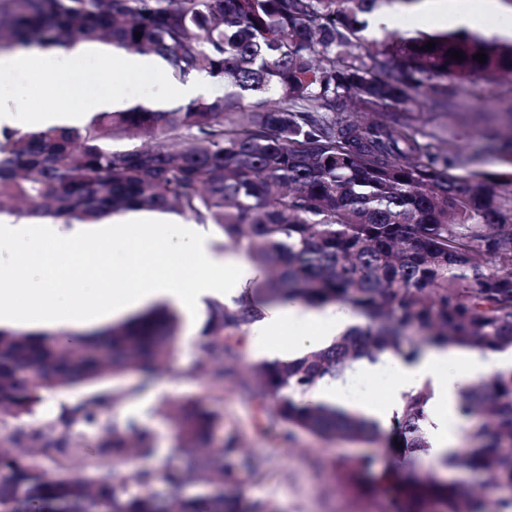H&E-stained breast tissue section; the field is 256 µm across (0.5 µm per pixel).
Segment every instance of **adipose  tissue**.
I'll use <instances>...</instances> for the list:
<instances>
[{
	"instance_id": "obj_1",
	"label": "adipose tissue",
	"mask_w": 512,
	"mask_h": 512,
	"mask_svg": "<svg viewBox=\"0 0 512 512\" xmlns=\"http://www.w3.org/2000/svg\"><path fill=\"white\" fill-rule=\"evenodd\" d=\"M422 8L444 28L478 29L483 14L498 10V0H483L474 13L457 0H424ZM99 58L104 70L128 77L154 80L158 91L141 96L130 91L82 95L79 74L85 54L81 49L17 50L0 55V130L20 126L48 128L78 125L88 114L111 112L147 103L161 107L171 98L196 97L201 79H193L167 93L165 63L156 57L120 50H105ZM52 72L60 88L81 95L79 108L26 111L19 108L8 86L17 73L39 80ZM68 249L74 264L70 285L58 287L55 269L61 249ZM191 260L195 277L185 280L172 270L176 257ZM119 269L120 278H102L106 265ZM15 271L12 284L0 285V329L41 332L49 330L82 340L104 322L158 301L173 305L201 304L220 297L232 303L238 285L250 274L242 257H219L208 237L194 224H161L130 216L115 224L88 229L83 224L25 218L0 222V270ZM361 319L337 307L311 308L299 304L273 305L252 327L259 351L278 359H296L314 349L330 346L336 337L360 325ZM512 368V350L484 353L462 347H425L413 361L392 363V385L379 402L354 397L346 379L324 382L313 392L316 401L343 414H355L380 425L399 408L405 394L431 386L424 423L432 456L452 450L460 440L463 420L457 411L461 390L472 380L493 370Z\"/></svg>"
}]
</instances>
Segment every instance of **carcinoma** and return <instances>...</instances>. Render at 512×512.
Segmentation results:
<instances>
[{
  "mask_svg": "<svg viewBox=\"0 0 512 512\" xmlns=\"http://www.w3.org/2000/svg\"><path fill=\"white\" fill-rule=\"evenodd\" d=\"M419 0H0V47L102 43L159 56L172 77L205 76L224 94L163 109L135 105L83 125L0 132V211L99 224L128 211L176 213L213 224L261 271L254 301L211 307L199 348L215 361L241 356L245 327L262 304L347 306L366 325L297 360L264 362L246 387L269 421L320 438L387 441L391 512H512V370L460 393L461 446L417 476L400 460L425 456L427 387L404 397L386 432L358 415L308 399L361 359L414 360L423 345L512 350V168L472 170L461 149L443 154L418 115L448 106L472 80H512V40L464 29L368 40L365 17ZM140 38H135V33ZM434 40L435 48L423 46ZM463 53V60L451 52ZM483 52L481 63L473 56ZM373 112V121L346 113ZM180 320L156 304L74 346L50 333L0 329V422L30 415L47 393L164 362ZM100 395L45 429L0 446V512H263L227 497L235 438L209 448L220 416L194 401L174 415L182 458L158 473L114 472L125 453L155 455L153 432L107 414ZM93 433L86 448L76 428ZM84 461L85 475L48 474L45 461ZM376 459L346 479L361 486ZM486 476L480 491L441 481L438 470ZM217 485L191 498L185 481Z\"/></svg>",
  "mask_w": 512,
  "mask_h": 512,
  "instance_id": "carcinoma-1",
  "label": "carcinoma"
}]
</instances>
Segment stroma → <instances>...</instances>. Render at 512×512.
Segmentation results:
<instances>
[{
  "label": "stroma",
  "instance_id": "stroma-1",
  "mask_svg": "<svg viewBox=\"0 0 512 512\" xmlns=\"http://www.w3.org/2000/svg\"><path fill=\"white\" fill-rule=\"evenodd\" d=\"M11 87L17 103L26 109L79 105L77 99L59 93L49 74L38 82L15 76ZM457 100V115H449L440 107L430 110L422 114L419 128L441 135L444 151L464 146L472 167L501 170V153L491 132L511 126L505 110L512 104V82L462 85L457 89ZM209 313L205 307L197 314L181 316L183 344L172 350L166 365L151 378L129 373L55 392L46 396L32 415L9 420L0 432L40 427L62 407L107 395L112 399L114 420L137 419L153 431L157 442L173 441L177 438L175 423L164 408L191 399L223 417L212 436L213 445L236 437L242 456L253 467L244 483L225 485V493L242 495L247 501L264 505L268 512H389L383 496L358 493L342 481L343 463L364 454L376 457L371 476L379 478L387 462L382 446L322 439L284 425L273 427L258 412L244 393V385L259 361L253 344H246L240 358L225 360L224 383L219 388L213 386L204 368L206 358L198 347Z\"/></svg>",
  "mask_w": 512,
  "mask_h": 512
}]
</instances>
